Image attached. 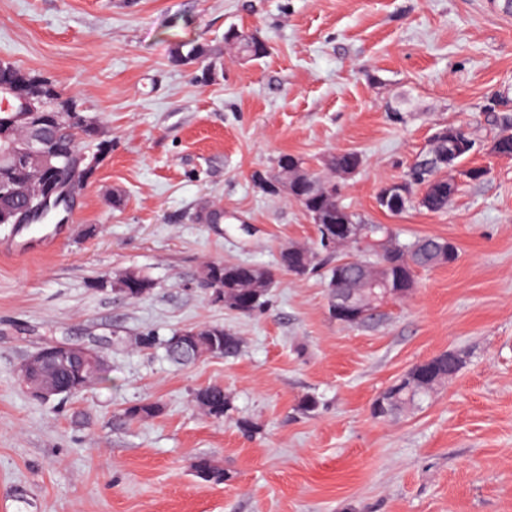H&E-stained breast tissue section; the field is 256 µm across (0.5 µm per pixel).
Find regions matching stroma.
<instances>
[{"mask_svg": "<svg viewBox=\"0 0 512 512\" xmlns=\"http://www.w3.org/2000/svg\"><path fill=\"white\" fill-rule=\"evenodd\" d=\"M231 28L257 32L266 57L242 61ZM185 43L206 56L175 63ZM0 61L50 78L112 141L47 224L50 251H13L0 224V512H512V158L488 152L484 112L512 96V14L492 0H0ZM449 124L481 142L468 163L485 180L439 213L381 210V187ZM342 151L363 158L349 211L404 241L446 239L457 259L418 271L369 327L336 322L316 275L280 272L253 316L213 301L205 262L273 266L285 245L317 246L302 207L252 173ZM126 271L150 292L113 291ZM202 324L240 336L241 354L171 363L164 341ZM50 342L99 349L106 380L35 400L18 366ZM444 351L463 359L456 377L372 416ZM213 384L252 432L201 414L194 395ZM144 400L161 413L127 420ZM199 457L232 481L201 482Z\"/></svg>", "mask_w": 512, "mask_h": 512, "instance_id": "35a3bbf8", "label": "stroma"}]
</instances>
